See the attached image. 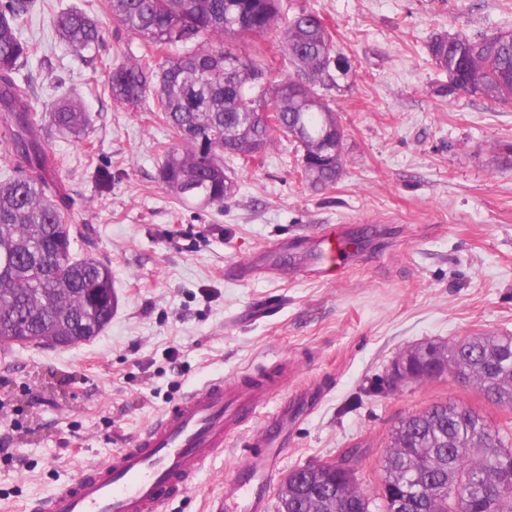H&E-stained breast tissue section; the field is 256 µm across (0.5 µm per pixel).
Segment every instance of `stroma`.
Here are the masks:
<instances>
[{
    "label": "stroma",
    "mask_w": 512,
    "mask_h": 512,
    "mask_svg": "<svg viewBox=\"0 0 512 512\" xmlns=\"http://www.w3.org/2000/svg\"><path fill=\"white\" fill-rule=\"evenodd\" d=\"M51 3L27 30L38 53L25 71L40 103L67 92L91 116L83 138L46 137L62 161L66 221L85 230L75 249L111 266L119 304L91 341L0 355V512H34L190 390L275 360L295 370L289 392L327 390L289 428L283 477L358 447L357 483L373 494L405 417L451 398L502 419L452 375L395 388L389 373L429 341L512 335V103L442 95L448 76L427 51L439 33L512 29V0H282L279 28L263 40L271 78L295 72L279 30L303 7L320 13L350 63L317 89L346 129L343 174L311 190L279 134L253 160L226 158L235 192L207 208L180 204L157 179L171 136L154 97L120 104L104 89L105 71L141 55V41L106 0ZM74 5L106 25L90 66L52 27L53 12ZM100 168L112 173L104 192ZM326 224L369 231L333 282L303 264ZM247 260L245 280L236 264ZM250 436L233 439L169 512H205Z\"/></svg>",
    "instance_id": "stroma-1"
}]
</instances>
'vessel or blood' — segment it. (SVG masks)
<instances>
[{
	"label": "vessel or blood",
	"mask_w": 512,
	"mask_h": 512,
	"mask_svg": "<svg viewBox=\"0 0 512 512\" xmlns=\"http://www.w3.org/2000/svg\"><path fill=\"white\" fill-rule=\"evenodd\" d=\"M351 253L352 241L343 229L319 231L312 254L318 278L335 280ZM287 379L284 369L272 367L260 376L219 377L191 390L135 435L129 447L82 468L73 482L44 501L43 512H163L223 452L247 418L273 402L274 417L242 449L240 464L224 479L223 494L208 503V512H268L267 491L295 416L294 405L282 395Z\"/></svg>",
	"instance_id": "b4317fda"
}]
</instances>
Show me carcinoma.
Masks as SVG:
<instances>
[{
	"label": "carcinoma",
	"instance_id": "cac0c4a2",
	"mask_svg": "<svg viewBox=\"0 0 512 512\" xmlns=\"http://www.w3.org/2000/svg\"><path fill=\"white\" fill-rule=\"evenodd\" d=\"M280 0H108V10L144 52L106 73L112 98L138 103L153 92L159 120L176 143L161 151L158 180L181 204L222 206L235 191L224 155L252 157L272 142L261 113L273 112L279 132L302 152V176L327 189L343 171L345 129L315 91L342 64L334 38L314 10L300 9L281 34L296 75L266 83L267 52L257 40L277 27ZM37 0H0V144L17 175L0 180V348L50 342L75 345L106 328L118 299L110 265L77 259L82 228L64 221L66 197L55 177L56 156L43 129L78 137L91 118L64 93L36 110L35 82L19 78L38 49L24 37ZM59 38L93 63L104 22L71 8L53 16ZM253 40L249 53L226 47ZM448 73L445 96L479 95L512 102V29L472 39L437 36L428 44ZM159 72L152 73L155 58ZM424 371L436 363L476 385L488 403L512 413V335L466 336L428 342L401 356ZM382 487L371 496L356 472L341 475L333 461L288 473L278 512H512V418L496 422L455 400L411 414L391 434L381 461Z\"/></svg>",
	"mask_w": 512,
	"mask_h": 512
}]
</instances>
